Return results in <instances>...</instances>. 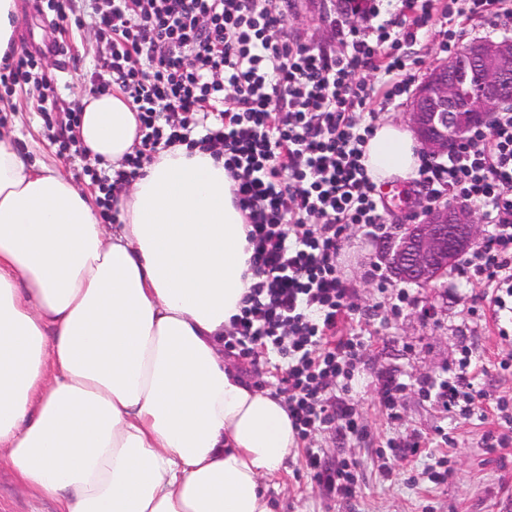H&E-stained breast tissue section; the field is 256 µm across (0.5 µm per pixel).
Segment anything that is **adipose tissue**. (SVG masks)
<instances>
[{
	"label": "adipose tissue",
	"mask_w": 512,
	"mask_h": 512,
	"mask_svg": "<svg viewBox=\"0 0 512 512\" xmlns=\"http://www.w3.org/2000/svg\"><path fill=\"white\" fill-rule=\"evenodd\" d=\"M78 139L119 166L136 113L85 95ZM362 163L416 178L419 144L379 121ZM100 224L54 165L0 134V462L57 512H274L298 441L288 408L225 368L252 250L223 162L160 151Z\"/></svg>",
	"instance_id": "obj_1"
}]
</instances>
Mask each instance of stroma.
I'll use <instances>...</instances> for the list:
<instances>
[{
	"label": "stroma",
	"instance_id": "stroma-1",
	"mask_svg": "<svg viewBox=\"0 0 512 512\" xmlns=\"http://www.w3.org/2000/svg\"><path fill=\"white\" fill-rule=\"evenodd\" d=\"M337 2L294 0L286 36L327 52L338 50L326 25L328 16L339 12ZM18 7L17 48L41 52V70L50 86L31 83L10 92L0 87V132L20 133L19 145L31 159L60 166L79 188L95 192L86 173L88 157L60 148L69 136L66 116L85 94L97 61L99 44L91 20L83 18L81 26L61 33L46 0H18ZM447 10L448 0H434L426 32L406 49L421 71L448 59V43L459 46L486 35L488 21L477 17L456 36H448L440 22ZM52 41L65 42L67 54L47 52ZM46 111L52 116L48 125L42 120ZM424 199V187L412 183L405 201L384 200L383 227L375 235L360 225L348 232L339 263L358 309L343 332L363 342L348 393L361 432L354 436L331 428L299 439L286 471L270 482L275 512H512V444L494 451L485 446L488 431L512 425V370L502 367L512 360V322L480 312L484 284L461 278L457 267H449L434 286L404 287L391 277L383 259ZM403 287L411 303L398 311L394 304ZM466 347L480 366L475 387L484 395L485 414L453 418L421 386L424 379L453 370ZM224 363L246 369L252 387L283 395L288 363L278 354L264 352L244 361L228 356ZM390 377L406 383L393 415L381 398V385ZM416 437L422 453H407L406 445ZM311 450L329 467L342 460L357 462L354 495L334 497L316 483L305 465ZM442 455L448 457L451 473L446 482L435 484L426 469ZM0 512H55V505L29 495L0 466Z\"/></svg>",
	"mask_w": 512,
	"mask_h": 512
}]
</instances>
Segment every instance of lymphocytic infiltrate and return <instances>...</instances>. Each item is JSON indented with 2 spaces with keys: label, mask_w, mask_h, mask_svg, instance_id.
Listing matches in <instances>:
<instances>
[{
  "label": "lymphocytic infiltrate",
  "mask_w": 512,
  "mask_h": 512,
  "mask_svg": "<svg viewBox=\"0 0 512 512\" xmlns=\"http://www.w3.org/2000/svg\"><path fill=\"white\" fill-rule=\"evenodd\" d=\"M107 52L90 92L115 86L137 113L139 141L121 168L93 175L102 222L115 223L117 192L159 151L184 145L223 159L233 201L248 226L254 281L224 336L232 354L270 349L287 359L288 414L298 437L329 427L359 430L345 393L362 343L337 336L353 314L339 269L350 225L381 229L376 185L361 159L372 134L361 124L373 87L359 70L393 77L388 102L415 79L395 49L416 42L432 19L428 0L407 20L382 18L378 0H344L329 22L340 54L288 39L291 0H88ZM366 19L358 28L352 14ZM429 198L480 205L490 230L459 274L496 289L495 307L512 302V111L490 129L465 134L455 153L423 163ZM476 366L463 350L452 375L424 390L448 412L475 409ZM306 467L331 494L352 495L356 462L330 468L308 452Z\"/></svg>",
  "instance_id": "f902f5d3"
}]
</instances>
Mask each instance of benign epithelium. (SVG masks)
<instances>
[{
	"instance_id": "obj_1",
	"label": "benign epithelium",
	"mask_w": 512,
	"mask_h": 512,
	"mask_svg": "<svg viewBox=\"0 0 512 512\" xmlns=\"http://www.w3.org/2000/svg\"><path fill=\"white\" fill-rule=\"evenodd\" d=\"M505 106L512 107V38L480 39L426 74L406 117L423 155L444 159L467 131L492 126ZM478 224L468 203H421L386 254L390 274L400 282L431 285L473 247Z\"/></svg>"
}]
</instances>
